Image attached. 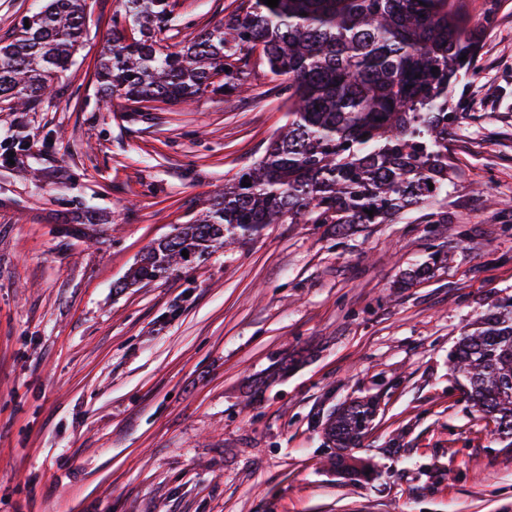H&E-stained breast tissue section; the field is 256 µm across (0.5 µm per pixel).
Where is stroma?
<instances>
[{
    "mask_svg": "<svg viewBox=\"0 0 512 512\" xmlns=\"http://www.w3.org/2000/svg\"><path fill=\"white\" fill-rule=\"evenodd\" d=\"M479 74L452 92L448 196L336 235L271 224L115 292L130 265L252 165L286 123L249 60L233 104L105 105L119 0H86L76 63L26 112L0 103V512H512V439L452 351L512 296V0H464ZM235 0H176L166 45ZM96 221L66 232L81 210ZM441 261L401 287L407 273ZM377 414L337 470L320 422Z\"/></svg>",
    "mask_w": 512,
    "mask_h": 512,
    "instance_id": "1",
    "label": "stroma"
}]
</instances>
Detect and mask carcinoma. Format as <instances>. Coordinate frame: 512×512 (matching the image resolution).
Masks as SVG:
<instances>
[{"instance_id":"cac0c4a2","label":"carcinoma","mask_w":512,"mask_h":512,"mask_svg":"<svg viewBox=\"0 0 512 512\" xmlns=\"http://www.w3.org/2000/svg\"><path fill=\"white\" fill-rule=\"evenodd\" d=\"M172 12L170 0H122L95 74L103 101L138 110L208 91L230 95L247 83V54L258 49L268 71L287 79L288 120L192 223L148 246L117 290L269 224H331L344 235L448 194L451 92L476 74L484 34L461 0H279L275 8L240 0L174 51L158 38ZM85 26V0H48L20 19L0 46V101L24 109L39 102L72 63ZM453 359L473 406L512 438L511 296L463 332ZM373 413L374 402L353 401L327 415L324 438L336 457L360 444Z\"/></svg>"}]
</instances>
